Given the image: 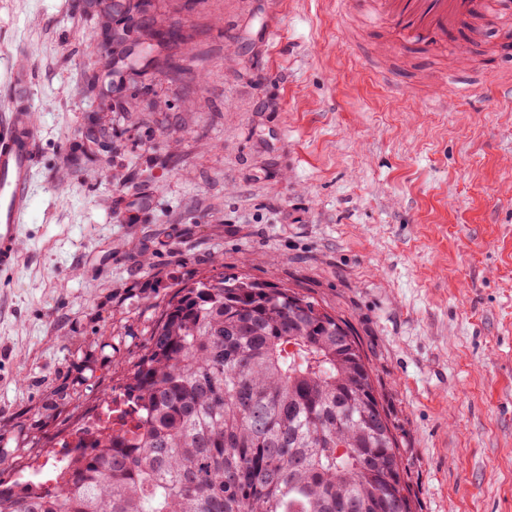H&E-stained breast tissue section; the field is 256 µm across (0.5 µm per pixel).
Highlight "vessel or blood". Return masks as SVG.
<instances>
[{
  "label": "vessel or blood",
  "mask_w": 512,
  "mask_h": 512,
  "mask_svg": "<svg viewBox=\"0 0 512 512\" xmlns=\"http://www.w3.org/2000/svg\"><path fill=\"white\" fill-rule=\"evenodd\" d=\"M345 11L361 14L383 32L382 57L410 49L438 60L441 69L428 96L448 99L449 73L466 68L455 42L461 33H477L495 18L512 17V0H337ZM31 79L28 69L12 70L6 78L9 96L0 114V274L17 263L18 239L30 205L39 136L27 101L16 92Z\"/></svg>",
  "instance_id": "b4317fda"
}]
</instances>
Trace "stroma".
Here are the masks:
<instances>
[{"label":"stroma","instance_id":"1","mask_svg":"<svg viewBox=\"0 0 512 512\" xmlns=\"http://www.w3.org/2000/svg\"><path fill=\"white\" fill-rule=\"evenodd\" d=\"M177 57L100 111L98 0H0V79L33 73L32 207L0 278V482L62 455L178 283L243 275L314 297L362 343L414 512H512V55L466 40L382 76L336 0H151Z\"/></svg>","mask_w":512,"mask_h":512}]
</instances>
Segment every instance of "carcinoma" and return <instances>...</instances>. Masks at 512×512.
Returning <instances> with one entry per match:
<instances>
[{"mask_svg":"<svg viewBox=\"0 0 512 512\" xmlns=\"http://www.w3.org/2000/svg\"><path fill=\"white\" fill-rule=\"evenodd\" d=\"M176 43L180 29L153 31ZM56 480L0 512H413L398 440L349 323L291 288L213 275L178 287Z\"/></svg>","mask_w":512,"mask_h":512,"instance_id":"obj_1","label":"carcinoma"}]
</instances>
